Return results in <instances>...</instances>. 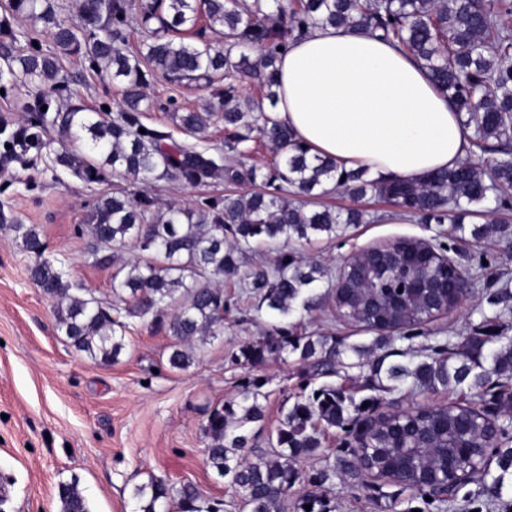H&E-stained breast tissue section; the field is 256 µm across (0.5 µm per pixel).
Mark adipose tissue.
<instances>
[{
    "label": "adipose tissue",
    "mask_w": 512,
    "mask_h": 512,
    "mask_svg": "<svg viewBox=\"0 0 512 512\" xmlns=\"http://www.w3.org/2000/svg\"><path fill=\"white\" fill-rule=\"evenodd\" d=\"M277 67L278 119L346 170L419 180L453 168L468 144L469 129L425 69L370 33L314 30Z\"/></svg>",
    "instance_id": "adipose-tissue-1"
}]
</instances>
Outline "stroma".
<instances>
[{
  "label": "stroma",
  "mask_w": 512,
  "mask_h": 512,
  "mask_svg": "<svg viewBox=\"0 0 512 512\" xmlns=\"http://www.w3.org/2000/svg\"><path fill=\"white\" fill-rule=\"evenodd\" d=\"M146 93L154 108L144 123L168 128L173 113L198 108L210 97L200 84H173L160 76L151 79ZM149 191L164 208L224 196L225 187L220 181L196 187L159 182ZM326 201L366 208L379 217L349 227L342 237L322 236L299 247L301 257L334 270L367 247L401 238L431 241L441 230L437 224L395 219L391 207L370 198L334 193ZM93 202V191L69 174L54 181L16 164L0 168V210L38 225L49 252L68 258L71 280L105 299L112 295L113 270L88 264L85 240L77 234ZM31 263L11 233L0 229V512H58V487L72 480L91 512H137L132 488L152 478L176 487L194 485L203 497L222 500L226 512H238V493L205 462L201 427L211 408L235 395L245 375L230 364V356L264 336L278 321L275 312L259 307L248 289L228 280L224 334L196 344L188 369H170L171 337L137 318L129 321L118 362L99 365L58 335L50 301L29 279ZM482 302L481 293H473L455 312L430 323L429 334L414 338L413 350L433 344L434 330L458 333L478 323ZM288 322L353 343L365 339L336 320L328 304L296 311ZM256 373L268 381L266 417L253 428L262 448L298 378L293 362L273 357ZM321 493L332 512H386L383 501L348 482L325 486Z\"/></svg>",
  "instance_id": "stroma-1"
}]
</instances>
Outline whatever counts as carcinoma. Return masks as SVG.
<instances>
[{"instance_id": "obj_1", "label": "carcinoma", "mask_w": 512, "mask_h": 512, "mask_svg": "<svg viewBox=\"0 0 512 512\" xmlns=\"http://www.w3.org/2000/svg\"><path fill=\"white\" fill-rule=\"evenodd\" d=\"M81 24L71 23L57 0H8L0 19V88L23 86L29 101L22 124L0 118V164L42 167L58 179L66 171L95 188L106 173L140 185L165 181L235 188L222 198L161 209L151 195L120 184L100 190L78 234L86 235V260L103 264L133 243L153 255L122 262L112 276L113 297L101 299L68 280L64 260L46 254L35 224H9L19 248L33 258L30 279L50 301L58 333L95 363L118 361L127 319L150 320L174 339L169 366L185 370L196 343L224 335V279L237 278L259 305L281 316L279 324L243 345L231 363L253 370L272 357H295L298 392L283 401L268 452L253 448L251 425L265 419L267 380L249 377L238 394L214 406L202 427L206 464L234 487L248 512H282L288 489L303 481L322 487L336 479L367 486L371 476L396 488L384 494L389 512H413L421 499L433 512L456 506L468 483L480 485L490 506L512 478V288L509 272L478 264L471 273L448 256L442 242L425 247L403 238L374 246L331 298L336 317L372 335L370 343L332 335L297 334L288 316L314 309L316 284L330 273L301 260L290 243L371 222L368 211L317 202L333 192L366 195L420 224H452L468 244L493 238L512 248V0H78ZM20 17L27 28L13 25ZM215 39L187 40L199 20ZM136 21L142 48L127 54ZM348 27L379 35L415 58L435 86L472 127L458 164L420 181L363 179L336 160L310 154L267 107L277 100L280 57L316 27ZM44 32L50 45H34ZM77 56L99 79L122 89L112 115L81 102L79 81L61 59ZM171 82L203 81L211 99L175 112L176 128L190 140L141 122L152 101L147 76ZM257 81L260 96L240 100L236 84ZM46 110H41L42 106ZM224 140L208 138L215 122ZM58 129L60 139L47 137ZM145 129L146 133L139 132ZM260 139L272 162L249 165L240 145ZM489 224L465 226L470 219ZM280 244L273 269L241 272L237 255ZM479 288L491 314L480 312L484 331L437 340L414 354L396 344L424 334V326ZM411 355L406 363L389 358ZM358 370L356 387L336 384ZM465 386L448 403L382 408L387 395L403 397ZM339 429L343 443L333 460L310 475L296 467L324 447ZM138 512H224V501L202 497L185 484L176 489L149 479L132 488ZM59 512H91L75 481L58 490ZM311 506L306 510L305 506ZM298 512H330L310 491Z\"/></svg>"}]
</instances>
